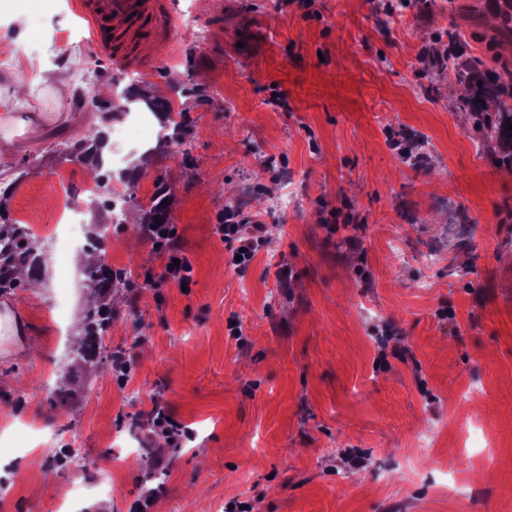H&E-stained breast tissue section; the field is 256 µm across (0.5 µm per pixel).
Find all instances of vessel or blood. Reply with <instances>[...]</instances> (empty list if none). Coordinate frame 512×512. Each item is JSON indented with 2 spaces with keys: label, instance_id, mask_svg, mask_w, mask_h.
I'll return each instance as SVG.
<instances>
[{
  "label": "vessel or blood",
  "instance_id": "vessel-or-blood-1",
  "mask_svg": "<svg viewBox=\"0 0 512 512\" xmlns=\"http://www.w3.org/2000/svg\"><path fill=\"white\" fill-rule=\"evenodd\" d=\"M77 8L92 24L94 51L111 66L136 65L141 45L170 41L167 0H77Z\"/></svg>",
  "mask_w": 512,
  "mask_h": 512
}]
</instances>
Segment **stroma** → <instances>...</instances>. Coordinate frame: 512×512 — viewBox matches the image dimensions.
Returning a JSON list of instances; mask_svg holds the SVG:
<instances>
[{"mask_svg":"<svg viewBox=\"0 0 512 512\" xmlns=\"http://www.w3.org/2000/svg\"><path fill=\"white\" fill-rule=\"evenodd\" d=\"M170 2L200 29L177 22L170 44L143 54L130 99L91 105L43 85L16 98L0 78V137L17 145L0 167V218L50 251L42 294H0L24 329L0 337V512H52L66 495L71 512H130L151 489L149 512L233 500L253 512H512V166L475 125L468 85L423 57H447L458 32L470 66L511 83L506 46L489 41L495 17L470 22L471 0L392 14L385 0ZM19 11L22 30L7 23ZM90 39L72 0H0V65L16 51L115 86L124 69ZM151 99L185 112L182 145L159 148L173 126L150 112L151 138L113 139L109 163L72 156L77 134ZM391 129L411 132L415 152L430 140L420 166L390 146ZM161 187L193 262L188 287L136 300L61 271L76 244L134 280L161 272L143 219ZM111 189L137 199L120 224ZM280 195L288 208H267ZM74 201L72 241L61 216ZM236 204L265 226L243 270L214 231ZM90 294L112 316L99 347L135 361L126 385L107 354L89 361L71 343ZM156 400L191 437L131 452L124 440ZM64 448L84 467L57 465Z\"/></svg>","mask_w":512,"mask_h":512,"instance_id":"obj_1","label":"stroma"}]
</instances>
